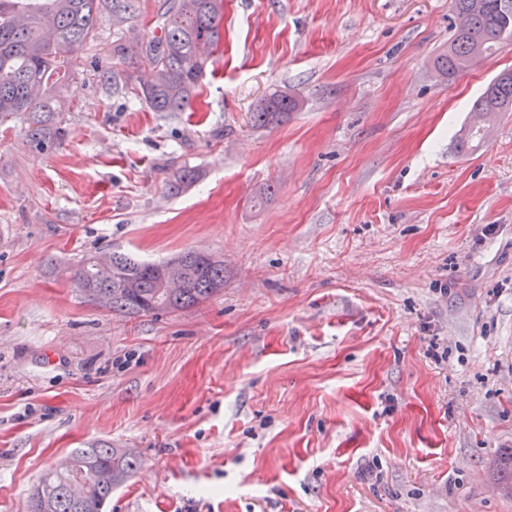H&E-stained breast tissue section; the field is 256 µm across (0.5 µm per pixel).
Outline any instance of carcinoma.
I'll return each instance as SVG.
<instances>
[{
  "instance_id": "obj_1",
  "label": "carcinoma",
  "mask_w": 512,
  "mask_h": 512,
  "mask_svg": "<svg viewBox=\"0 0 512 512\" xmlns=\"http://www.w3.org/2000/svg\"><path fill=\"white\" fill-rule=\"evenodd\" d=\"M103 0H0V120L26 114L30 139L56 138L53 113L55 85L71 77L82 47L102 17ZM457 16L448 51L433 60L444 78L461 74L512 41V0H452ZM224 21V0H167L157 18L160 34L147 41L138 64L159 76L140 84L144 102L154 112H182L190 105L207 59L199 50L218 48ZM288 92L271 95L252 113L259 126L276 125L300 108ZM512 110V70L499 73L474 102L475 120L458 135V146L483 143L488 132L482 119ZM199 178L194 169L177 173L173 193ZM100 266L86 259L70 273V281L93 305L120 316H140L194 308L224 288V259H200L187 250L176 257L183 266L182 287H163L161 263L108 253ZM89 464L99 478L73 492V472ZM140 462L102 442L77 449L61 469L46 472L29 495L28 512H102L118 486Z\"/></svg>"
}]
</instances>
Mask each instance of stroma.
I'll list each match as a JSON object with an SVG mask.
<instances>
[{"label": "stroma", "mask_w": 512, "mask_h": 512, "mask_svg": "<svg viewBox=\"0 0 512 512\" xmlns=\"http://www.w3.org/2000/svg\"><path fill=\"white\" fill-rule=\"evenodd\" d=\"M164 2L104 10L61 139L0 122V512L95 441L141 460L105 512H512V112L455 139L512 43L445 79L451 0H224L197 97L154 112L116 47ZM277 91L300 109L254 126ZM188 249L224 259L189 310L57 275Z\"/></svg>", "instance_id": "stroma-1"}]
</instances>
